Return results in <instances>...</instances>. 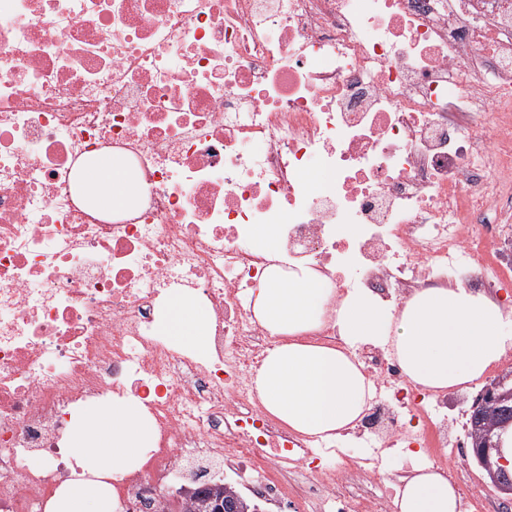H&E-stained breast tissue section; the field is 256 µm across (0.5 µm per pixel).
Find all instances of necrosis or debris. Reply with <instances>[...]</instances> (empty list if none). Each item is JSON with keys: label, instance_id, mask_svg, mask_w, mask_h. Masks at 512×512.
<instances>
[{"label": "necrosis or debris", "instance_id": "obj_1", "mask_svg": "<svg viewBox=\"0 0 512 512\" xmlns=\"http://www.w3.org/2000/svg\"><path fill=\"white\" fill-rule=\"evenodd\" d=\"M103 153L131 164L134 209H86L80 168ZM509 197L512 0H0V512H45L66 430L112 399L158 431L112 479L119 512H157L216 460L295 512H385L347 484L402 441L462 447L447 398L356 347L368 454L288 483L324 442L256 395L270 339L251 291L304 265L339 297L398 304L455 279L498 294ZM256 224L277 226V253ZM183 293L209 311L205 351L157 328Z\"/></svg>", "mask_w": 512, "mask_h": 512}]
</instances>
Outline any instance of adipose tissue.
<instances>
[{
    "instance_id": "obj_1",
    "label": "adipose tissue",
    "mask_w": 512,
    "mask_h": 512,
    "mask_svg": "<svg viewBox=\"0 0 512 512\" xmlns=\"http://www.w3.org/2000/svg\"><path fill=\"white\" fill-rule=\"evenodd\" d=\"M94 208L121 210L140 194L138 185L111 158L83 175ZM333 291L314 270L277 271L261 282L254 311L274 340L255 379L264 407L293 430L322 440L341 441L372 397V385L349 347L391 346L406 377L424 389L445 392L483 378L512 348V315L485 295L463 288H424L398 306H388L367 290L333 300ZM336 311V345L307 340ZM164 332L197 349L209 342L204 306L176 295L161 313ZM157 436L152 422L122 401L88 408L71 428L70 455L81 477L62 485L49 502L51 512H113L109 476L141 465ZM422 459L402 478L396 512H459V497L442 468Z\"/></svg>"
}]
</instances>
